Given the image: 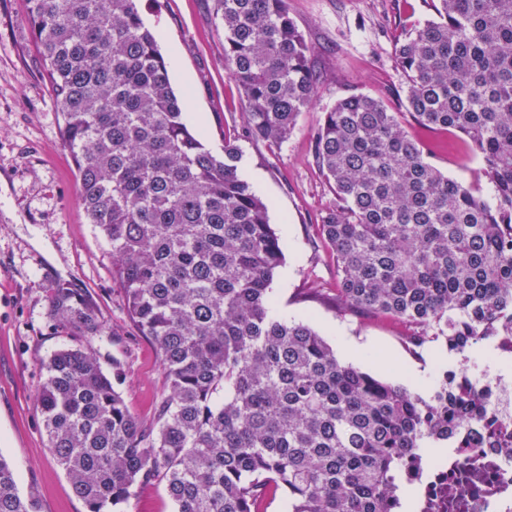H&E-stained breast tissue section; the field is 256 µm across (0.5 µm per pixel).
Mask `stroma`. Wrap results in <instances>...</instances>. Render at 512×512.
<instances>
[{
  "label": "stroma",
  "instance_id": "stroma-1",
  "mask_svg": "<svg viewBox=\"0 0 512 512\" xmlns=\"http://www.w3.org/2000/svg\"><path fill=\"white\" fill-rule=\"evenodd\" d=\"M213 6L214 0H144L142 15L158 35L185 122L214 154L235 140L241 177L269 206L284 253L271 284L279 314L309 320L345 363L415 391L424 381L436 385L438 345L412 353L401 341L402 325L307 295L311 282L328 291L336 283V261L315 231L331 194L313 162L312 132L338 98H386L400 88L395 42L434 18L432 0H288L313 47L320 92L278 145L243 131L247 106L229 76ZM61 126L27 0H0V455L15 467L20 493L35 494L39 512H86L48 447L36 402L48 357L84 342L49 316L58 284L76 288L111 331L99 351L104 362H120L118 390L142 421L154 417L164 374L152 342L126 314L112 254L79 203ZM411 132L442 172L466 185L474 181L479 164L462 138L416 126Z\"/></svg>",
  "mask_w": 512,
  "mask_h": 512
}]
</instances>
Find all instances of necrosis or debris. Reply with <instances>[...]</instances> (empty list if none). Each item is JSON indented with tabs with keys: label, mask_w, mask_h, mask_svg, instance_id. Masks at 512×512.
I'll return each instance as SVG.
<instances>
[{
	"label": "necrosis or debris",
	"mask_w": 512,
	"mask_h": 512,
	"mask_svg": "<svg viewBox=\"0 0 512 512\" xmlns=\"http://www.w3.org/2000/svg\"><path fill=\"white\" fill-rule=\"evenodd\" d=\"M470 377L487 397L488 411L462 427L469 447L408 462L402 479L413 512H512V381L484 370Z\"/></svg>",
	"instance_id": "1"
}]
</instances>
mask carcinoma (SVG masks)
I'll return each mask as SVG.
<instances>
[{
  "label": "carcinoma",
  "instance_id": "obj_1",
  "mask_svg": "<svg viewBox=\"0 0 512 512\" xmlns=\"http://www.w3.org/2000/svg\"><path fill=\"white\" fill-rule=\"evenodd\" d=\"M62 116L79 199L109 244L129 319L155 345L165 390L135 417L93 346L55 351L37 401L48 448L87 512H123L164 485L176 512H399L395 476L447 448L486 398L440 369L423 396L338 359L308 323L279 316L283 263L268 205L183 121L142 0H28ZM396 48V100L350 94L322 113L313 158L332 198L316 234L336 258L335 304L406 328L405 344L463 352L512 330V0H435ZM246 133L280 144L319 93L313 50L286 0H214ZM461 134L481 161L464 185L428 160L397 107ZM50 317L110 335L60 286ZM0 512H38L0 457Z\"/></svg>",
  "mask_w": 512,
  "mask_h": 512
}]
</instances>
